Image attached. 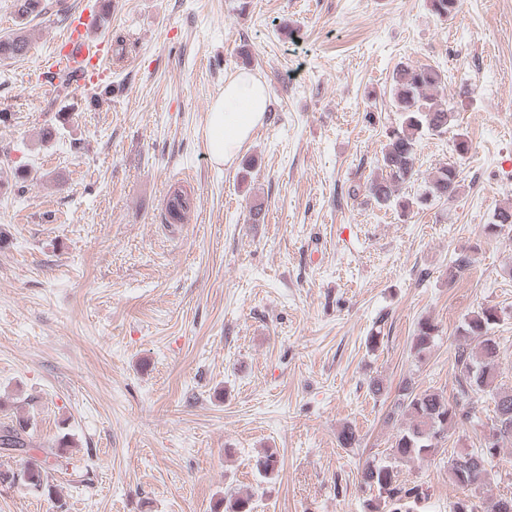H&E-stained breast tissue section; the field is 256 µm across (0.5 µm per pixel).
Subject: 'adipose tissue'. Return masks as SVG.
I'll use <instances>...</instances> for the list:
<instances>
[{
	"instance_id": "obj_1",
	"label": "adipose tissue",
	"mask_w": 512,
	"mask_h": 512,
	"mask_svg": "<svg viewBox=\"0 0 512 512\" xmlns=\"http://www.w3.org/2000/svg\"><path fill=\"white\" fill-rule=\"evenodd\" d=\"M268 103V87L253 73L242 70L225 79L207 117L208 151L214 165L236 160L254 128L263 123Z\"/></svg>"
}]
</instances>
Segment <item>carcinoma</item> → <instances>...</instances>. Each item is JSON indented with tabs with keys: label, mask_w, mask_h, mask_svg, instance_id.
Here are the masks:
<instances>
[{
	"label": "carcinoma",
	"mask_w": 512,
	"mask_h": 512,
	"mask_svg": "<svg viewBox=\"0 0 512 512\" xmlns=\"http://www.w3.org/2000/svg\"><path fill=\"white\" fill-rule=\"evenodd\" d=\"M430 10L438 17H448L456 11L458 0H427ZM28 52V38L23 29L0 37V60L19 59ZM446 76L433 67L405 66L393 77L392 105L401 113L400 127L387 133L386 144L379 160L381 174L371 179L369 192L380 204L391 201L395 190L418 175L416 147L425 132L440 133L453 120L448 104L438 101V91ZM459 170L451 164L436 169L418 203L452 198L459 188ZM512 228V206L499 208L492 223L486 225L489 234ZM471 249L456 254L448 266V278L453 279L471 266ZM501 322L500 310L484 306L465 318L460 336L464 342L454 356L456 393L448 400L441 394L417 390L411 379L401 381L396 398L388 413L392 421L405 420L400 425L390 448L392 462L367 461L360 469V487L377 491L378 496L365 501L367 512H410L422 491L400 478L398 463L412 461L438 462L448 469L451 480L470 492V496L453 502L451 512H479L485 488L490 484L493 462L500 449L512 446V428L499 433L496 444L489 446L479 440V446L461 454L445 448L448 433L459 427L482 428L485 422L478 416L480 405L493 404L491 425L507 421L512 424V387L502 383L503 356L494 329ZM439 328L429 319L417 322L410 341V353L422 361L430 352ZM29 420L18 418L0 426V450L13 451L28 447ZM25 486L54 498L55 486L48 471L31 463L23 468ZM249 496L229 495L224 498V512H252Z\"/></svg>",
	"instance_id": "carcinoma-1"
}]
</instances>
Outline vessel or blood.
Segmentation results:
<instances>
[{"mask_svg":"<svg viewBox=\"0 0 512 512\" xmlns=\"http://www.w3.org/2000/svg\"><path fill=\"white\" fill-rule=\"evenodd\" d=\"M102 15L101 10L71 14L65 30L60 35L62 52L53 67L71 77V84L78 89L89 88L93 62L88 55L85 37L94 30Z\"/></svg>","mask_w":512,"mask_h":512,"instance_id":"vessel-or-blood-1","label":"vessel or blood"}]
</instances>
